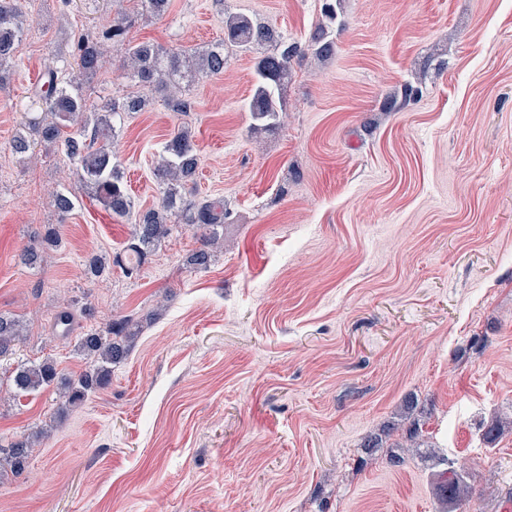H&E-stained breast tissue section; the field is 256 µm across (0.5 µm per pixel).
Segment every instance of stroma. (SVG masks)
Masks as SVG:
<instances>
[{
    "label": "stroma",
    "instance_id": "1",
    "mask_svg": "<svg viewBox=\"0 0 512 512\" xmlns=\"http://www.w3.org/2000/svg\"><path fill=\"white\" fill-rule=\"evenodd\" d=\"M323 0H171L138 13L128 42L201 51L240 13L303 39ZM114 0H35L15 67L0 83V312L27 336L0 360L85 359L53 317L91 291L85 331L141 323L107 390L57 415L48 388L0 402V439L50 427L19 476L0 477V512H437L447 467L471 477V512L512 501V0H341L333 56L294 63L288 121L249 131L253 54L198 76L187 113L145 90L115 138L137 207L156 204L153 169L175 127L200 148L191 193L224 198V247L190 271L178 230L135 277L86 286L84 260L122 251L128 220L81 189L63 152L10 144L45 59L73 64L81 38L112 23ZM128 42L102 45L90 103L135 86ZM419 102L382 111L395 86ZM78 203L60 216L54 194ZM58 228L41 267L18 261ZM505 427L495 439L493 417ZM418 427L416 447H400Z\"/></svg>",
    "mask_w": 512,
    "mask_h": 512
}]
</instances>
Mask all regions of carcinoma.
<instances>
[{"mask_svg":"<svg viewBox=\"0 0 512 512\" xmlns=\"http://www.w3.org/2000/svg\"><path fill=\"white\" fill-rule=\"evenodd\" d=\"M27 18L28 12L23 9L21 0H0L1 74L12 67ZM130 25L129 16L122 10L116 11L105 38L123 40ZM343 27L344 22L337 21L336 0H324L322 21L303 42L292 40L245 15L230 14L224 21V40L205 51L190 53L180 48L166 49L150 42H139L128 47L120 67L131 72L145 88L170 91L173 110L187 112L190 104L183 97L181 83L184 79L196 72L211 76L223 74L227 64L226 49L230 46L254 53L256 81L248 112L251 132L262 133L284 122L282 90L291 78L292 63L308 54L317 58L333 55L336 30ZM102 66L101 53L85 41L75 46V64L71 71L46 66L37 92L41 111L26 117L12 141L13 154L24 162L36 144L47 150H63L76 164L75 175L93 200L117 218H134L130 238L122 252L111 258L89 257L85 264L87 288L94 287L114 266L120 267L126 276H132L178 228L192 231L199 243L184 257L183 265L193 271L208 268L217 249L223 246L224 224L228 223L230 212L222 198L192 200L185 195V188L195 181L199 166V150L191 128L183 125L175 128L162 147L160 161L154 169L162 194L160 204L134 211L121 166L114 161L110 145L116 135V122L141 111L145 99L130 95L88 109L81 91L82 80L96 74ZM421 96L422 88L407 82L388 96V100L390 108L402 109ZM60 245L61 236L51 227L44 235L33 237L22 253V261L34 268L45 254ZM77 309L84 313L91 311L86 302L79 308L72 303L57 311L54 327L71 323ZM138 333L139 322L121 317L77 337L75 349L85 358L86 366L76 376L65 374L50 357L18 365L11 378L13 396L35 395L53 386L58 393V414L81 405L88 396L109 385L112 366L126 359ZM23 336V323L14 316L0 313V359L12 354ZM47 436L45 429L7 443L0 441V471L22 474L36 443ZM468 478V474L452 470V477L443 482L441 503L451 505L455 512H466L470 492Z\"/></svg>","mask_w":512,"mask_h":512,"instance_id":"carcinoma-1","label":"carcinoma"}]
</instances>
